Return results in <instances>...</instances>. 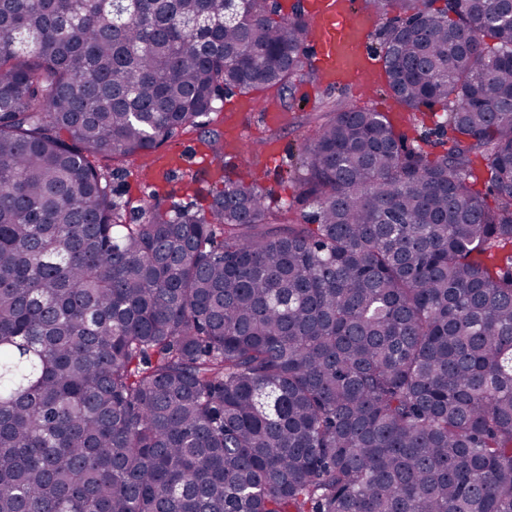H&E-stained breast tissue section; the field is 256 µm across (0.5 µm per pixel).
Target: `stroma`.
<instances>
[{
    "label": "stroma",
    "instance_id": "35a3bbf8",
    "mask_svg": "<svg viewBox=\"0 0 512 512\" xmlns=\"http://www.w3.org/2000/svg\"><path fill=\"white\" fill-rule=\"evenodd\" d=\"M343 96L357 107L389 113L394 123L402 124L412 140H423L426 150L440 152L443 138L434 116L427 109L403 112L387 94L384 82L372 89L347 91L325 82L297 83L293 111L282 110L276 91L255 90L247 94L225 93L216 112L202 117L201 122L220 129L229 148L224 152V176L229 180L244 178L247 167L241 155H249L252 167L264 170L261 185L272 212L308 216L311 206L299 196L295 180L301 172L299 150L313 124L323 117L327 100ZM206 136L200 129L189 128L177 133L155 150L129 159H101L100 165L109 177L128 213L135 214L147 203L168 207L172 203L206 209L220 186L210 179Z\"/></svg>",
    "mask_w": 512,
    "mask_h": 512
}]
</instances>
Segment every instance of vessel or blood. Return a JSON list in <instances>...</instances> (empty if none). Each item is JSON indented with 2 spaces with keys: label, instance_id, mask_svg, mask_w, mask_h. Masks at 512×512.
<instances>
[{
  "label": "vessel or blood",
  "instance_id": "b4317fda",
  "mask_svg": "<svg viewBox=\"0 0 512 512\" xmlns=\"http://www.w3.org/2000/svg\"><path fill=\"white\" fill-rule=\"evenodd\" d=\"M312 28L311 48L326 83L367 78L373 62L366 51L365 34L372 25L356 0H307Z\"/></svg>",
  "mask_w": 512,
  "mask_h": 512
}]
</instances>
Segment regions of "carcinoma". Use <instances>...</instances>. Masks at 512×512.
I'll return each instance as SVG.
<instances>
[{
  "instance_id": "carcinoma-1",
  "label": "carcinoma",
  "mask_w": 512,
  "mask_h": 512,
  "mask_svg": "<svg viewBox=\"0 0 512 512\" xmlns=\"http://www.w3.org/2000/svg\"><path fill=\"white\" fill-rule=\"evenodd\" d=\"M365 2L448 149L334 104L278 225L131 224L96 160L292 91L303 10L0 0V512H512V0Z\"/></svg>"
}]
</instances>
